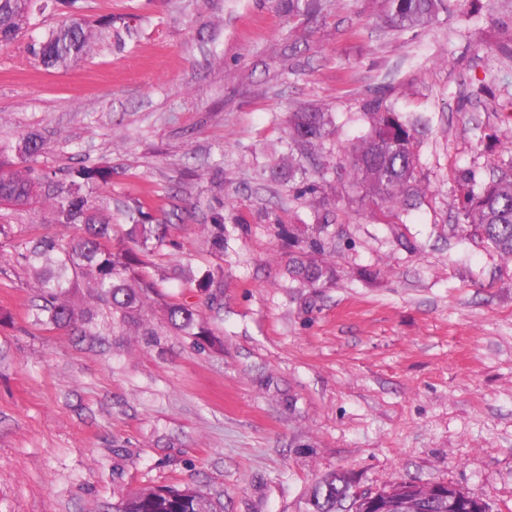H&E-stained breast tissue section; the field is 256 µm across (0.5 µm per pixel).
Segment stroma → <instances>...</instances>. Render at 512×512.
Returning a JSON list of instances; mask_svg holds the SVG:
<instances>
[{"label": "stroma", "mask_w": 512, "mask_h": 512, "mask_svg": "<svg viewBox=\"0 0 512 512\" xmlns=\"http://www.w3.org/2000/svg\"><path fill=\"white\" fill-rule=\"evenodd\" d=\"M49 0L0 48V140L40 133L39 168H109L101 208L167 221L162 291L200 309L223 351L167 329L101 336L38 318L21 243L70 237L45 203L0 206V512H109L121 496L189 484L224 512H306L314 485L443 482L512 512V261L454 226L457 172L512 166V0H453L394 31L382 0ZM93 50L46 69L31 40L71 13ZM379 98L428 120L426 193L397 218L333 177L338 279L288 285L283 226L309 197L273 180L290 113H333L339 165ZM224 217V251L203 227ZM411 247L398 244V237ZM224 268L218 303L179 268Z\"/></svg>", "instance_id": "1"}]
</instances>
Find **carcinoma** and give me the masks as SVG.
Instances as JSON below:
<instances>
[{"mask_svg":"<svg viewBox=\"0 0 512 512\" xmlns=\"http://www.w3.org/2000/svg\"><path fill=\"white\" fill-rule=\"evenodd\" d=\"M34 0H0V47L11 44L30 24ZM449 0H384V23L397 30L421 28L448 11ZM89 25L74 16L44 37L30 42L29 55L45 67L65 68L90 51ZM361 119L367 132L348 153L349 185L365 190L363 199L388 212H406L422 192L416 173V147L419 122L404 117L379 98L368 103ZM332 113L318 109L293 112L288 119V157L280 158L272 176L288 182H301L318 195L313 203L314 221L303 225L296 238L298 255L288 263V283L317 292L336 282V266L327 257L329 228L336 223L334 211L327 208L326 192L331 187L328 168L317 171L318 182H309L307 160L324 145L333 132ZM42 137L30 132L14 141H0V202L29 205L37 202V190L44 189L55 223L76 230L71 239L42 238L25 248L21 257L34 267L38 298L37 310L47 321L66 328L80 319L83 335L97 336L93 314L82 315L66 299L70 289L84 285L99 306L112 315V325L142 328L143 335L155 336L148 327L144 309L156 293L157 285L141 271L144 257L164 245L166 225L148 224L142 209L123 213L125 224L115 229L112 213L97 209L86 193L90 186L108 183L111 171L104 167H78L63 180L34 167L44 152ZM459 194L454 199L458 227L465 237L512 260V171H504L475 188L468 172L457 175ZM212 249L224 251V217L204 227ZM224 279L221 266L200 278H188L198 288H219ZM167 327L197 342L221 346L222 342L196 306L165 304ZM351 484L344 475H333L317 483L307 512H339L343 501L352 498ZM112 512H224V505L198 492L192 486L167 485L134 492L112 504Z\"/></svg>","mask_w":512,"mask_h":512,"instance_id":"1","label":"carcinoma"}]
</instances>
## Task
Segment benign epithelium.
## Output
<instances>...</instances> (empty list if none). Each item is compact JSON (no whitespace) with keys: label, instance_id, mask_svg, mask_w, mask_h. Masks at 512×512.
Wrapping results in <instances>:
<instances>
[{"label":"benign epithelium","instance_id":"obj_1","mask_svg":"<svg viewBox=\"0 0 512 512\" xmlns=\"http://www.w3.org/2000/svg\"><path fill=\"white\" fill-rule=\"evenodd\" d=\"M436 499L448 500V508H478L477 500L455 485L444 483L410 484L398 482L391 487L376 492H360L356 494L357 504L363 512H378L387 507L393 512H413L425 503Z\"/></svg>","mask_w":512,"mask_h":512}]
</instances>
